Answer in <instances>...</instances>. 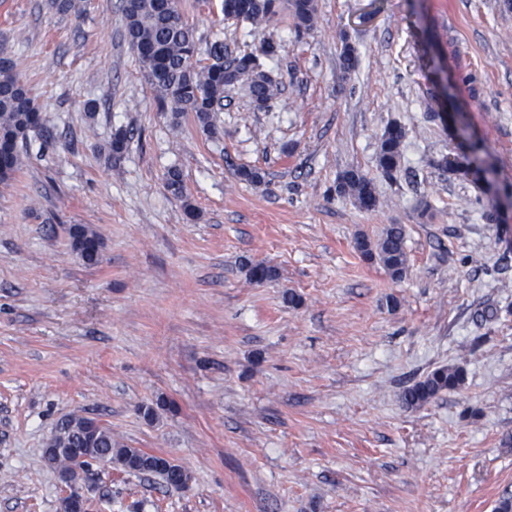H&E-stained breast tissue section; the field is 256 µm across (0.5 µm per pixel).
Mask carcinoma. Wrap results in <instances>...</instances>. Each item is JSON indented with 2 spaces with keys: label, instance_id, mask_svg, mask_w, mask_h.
Here are the masks:
<instances>
[{
  "label": "carcinoma",
  "instance_id": "1",
  "mask_svg": "<svg viewBox=\"0 0 512 512\" xmlns=\"http://www.w3.org/2000/svg\"><path fill=\"white\" fill-rule=\"evenodd\" d=\"M290 13L295 28L307 32L314 28L316 0H224V20L247 22L255 33L281 11ZM123 25L130 45L136 52L143 76L163 108L178 119L190 112L202 132L210 138L218 136L214 112L224 101V92L232 85L246 84L248 95L258 108L281 93L280 82L263 68L261 58L279 54L280 45L267 40L259 53L234 54L215 40L208 46V63L193 62L197 53L194 30L176 3L161 0H122ZM0 180L5 181L22 165L23 145L30 136L44 131L45 117L32 90L21 80L17 66L6 52H0ZM404 129L390 125L383 133L378 149V168L386 178H392L400 168ZM336 193L348 196L365 210L376 208L378 188L373 179L357 169L346 170L336 184ZM74 251L83 262L99 261L100 240L90 228L78 225L72 234ZM356 248L369 260H379L394 279L407 271L405 231L399 224L386 228L376 245L356 239ZM247 273L261 284L275 277V270L263 263H250ZM465 373L457 366H439L423 379L406 388L402 400L406 407L417 409L445 391L463 385ZM84 416L72 414L55 431L54 448L47 453L48 461L69 466V449L82 448ZM90 461L110 457L123 471L153 475L168 487H184L190 476L178 464L139 448H129L112 440V430L101 426L97 441L87 447Z\"/></svg>",
  "mask_w": 512,
  "mask_h": 512
}]
</instances>
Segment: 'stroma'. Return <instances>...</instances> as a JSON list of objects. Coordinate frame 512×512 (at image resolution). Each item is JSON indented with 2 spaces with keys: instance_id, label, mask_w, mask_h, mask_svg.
Listing matches in <instances>:
<instances>
[{
  "instance_id": "35a3bbf8",
  "label": "stroma",
  "mask_w": 512,
  "mask_h": 512,
  "mask_svg": "<svg viewBox=\"0 0 512 512\" xmlns=\"http://www.w3.org/2000/svg\"><path fill=\"white\" fill-rule=\"evenodd\" d=\"M316 3L312 31L282 14L252 35L222 0H178L199 46H280L264 62L279 98L258 110L227 90L210 138L161 109L121 0H82L78 18L0 0V46L51 133L0 182V512H60L43 448L75 412L190 475L174 489L91 467V512H493L512 491V0ZM474 140L479 171L444 167ZM351 168L376 182L375 209L337 195ZM76 224L96 231L98 265L73 250ZM391 224L398 281L355 248ZM246 257L277 278L252 282ZM449 364L462 386L403 404ZM405 137L404 129L390 125L383 133L378 149V168L386 178H392L400 168L402 144Z\"/></svg>"
}]
</instances>
